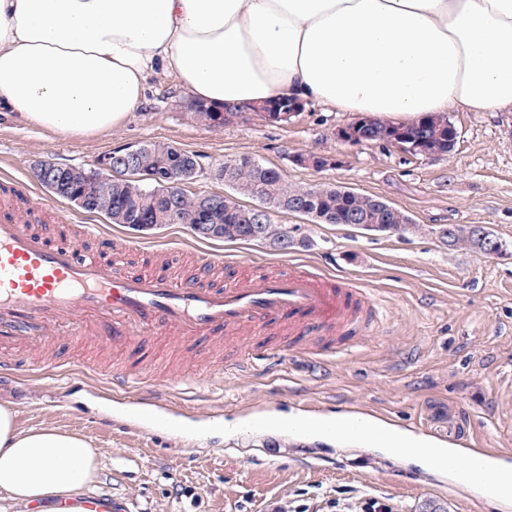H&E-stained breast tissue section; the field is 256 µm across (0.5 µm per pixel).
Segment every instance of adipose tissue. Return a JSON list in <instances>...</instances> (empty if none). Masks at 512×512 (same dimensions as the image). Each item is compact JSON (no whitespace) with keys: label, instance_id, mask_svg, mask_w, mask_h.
Returning <instances> with one entry per match:
<instances>
[{"label":"adipose tissue","instance_id":"1","mask_svg":"<svg viewBox=\"0 0 512 512\" xmlns=\"http://www.w3.org/2000/svg\"><path fill=\"white\" fill-rule=\"evenodd\" d=\"M219 109L288 98L378 119L512 106V0H0V106L61 133L111 129L148 74ZM100 454L0 406V495L64 512Z\"/></svg>","mask_w":512,"mask_h":512}]
</instances>
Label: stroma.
Here are the masks:
<instances>
[{
  "instance_id": "35a3bbf8",
  "label": "stroma",
  "mask_w": 512,
  "mask_h": 512,
  "mask_svg": "<svg viewBox=\"0 0 512 512\" xmlns=\"http://www.w3.org/2000/svg\"><path fill=\"white\" fill-rule=\"evenodd\" d=\"M188 100L179 76L160 69L148 76L139 108L106 131L64 135L1 110L0 184L37 204L44 229L89 224L126 241L133 272L148 270L161 250L168 267L190 274L204 250L220 262L234 255L251 266L308 262L361 279L381 295L377 334L357 352L321 363L281 355L279 337L271 336L243 374L225 371L232 347L223 342L98 347L63 337L49 351L18 354L22 371L0 381V405L12 407L18 428L85 437L102 459L96 494L115 497L125 512H356L369 497L395 512H512L449 495L443 475L399 462L369 441L284 428L292 415L333 417L361 406L428 441L455 424L461 446L512 449V108L449 109L459 131L454 149L424 157L389 143L337 140L336 129L357 113L316 102L287 122L245 114L211 128L189 118ZM148 141L197 155L195 193L224 192L215 168L247 155L292 186L340 184L381 197L421 230L401 238L277 213L275 223L300 226L314 241L280 253L256 242L203 239L186 224L135 232L59 199L34 177L48 158L90 169L108 152ZM310 152L341 163L293 164V156ZM443 224L484 225L506 250L489 257L448 248L436 235ZM119 367L137 381L113 392L100 376ZM191 371L201 391L185 382Z\"/></svg>"
}]
</instances>
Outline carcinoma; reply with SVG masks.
<instances>
[{"label": "carcinoma", "instance_id": "carcinoma-1", "mask_svg": "<svg viewBox=\"0 0 512 512\" xmlns=\"http://www.w3.org/2000/svg\"><path fill=\"white\" fill-rule=\"evenodd\" d=\"M190 118L196 122H213V126L224 125V113L213 112L201 105L187 108ZM403 131L409 137L439 134L436 141L448 143V128L438 129L435 124L420 128L418 124L380 122L361 130V134L371 141H387L396 132ZM59 173L72 175L70 189L87 195L84 211L104 213L96 200V188L86 183L88 171L79 167L62 166L47 160ZM138 165L145 171H159L168 167L184 169L198 165L196 155L164 142L143 144ZM215 179L230 187L232 191L258 202V206L274 212H290L305 215L315 224H341L352 214L371 217L379 214L381 224L373 228L375 233H387L403 237L419 231L420 225L399 209L388 210L384 199L360 194L349 189L321 185L319 187H292L276 169L266 166L250 156L224 162L215 171ZM112 207V214L122 216V224L134 231H147L165 224H192L191 216L204 201L220 199L218 207L211 210V223L219 226L218 239L226 242H265L274 250H279L281 238L288 234V226L273 223L272 215L260 217V222L252 224L243 220L234 207L236 200L228 195L209 193L195 195L178 186H163L152 180L126 181L105 185ZM450 233L444 244L450 247L469 248L485 255L487 247L477 237L475 224L448 225Z\"/></svg>", "mask_w": 512, "mask_h": 512}]
</instances>
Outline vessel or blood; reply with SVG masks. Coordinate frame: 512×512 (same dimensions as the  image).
I'll list each match as a JSON object with an SVG mask.
<instances>
[{
  "instance_id": "vessel-or-blood-1",
  "label": "vessel or blood",
  "mask_w": 512,
  "mask_h": 512,
  "mask_svg": "<svg viewBox=\"0 0 512 512\" xmlns=\"http://www.w3.org/2000/svg\"><path fill=\"white\" fill-rule=\"evenodd\" d=\"M26 215H0V374L17 372L12 350L36 348L65 336L101 345L158 336L175 342L288 331L290 351L315 362L346 355L375 335L380 305L355 280L312 266L288 272L268 267L233 282L214 276L204 258L190 276L178 272L131 274L118 261L122 243L104 240L92 256L73 243L32 231ZM465 481L489 484L495 473L485 464L496 451L469 448Z\"/></svg>"
}]
</instances>
